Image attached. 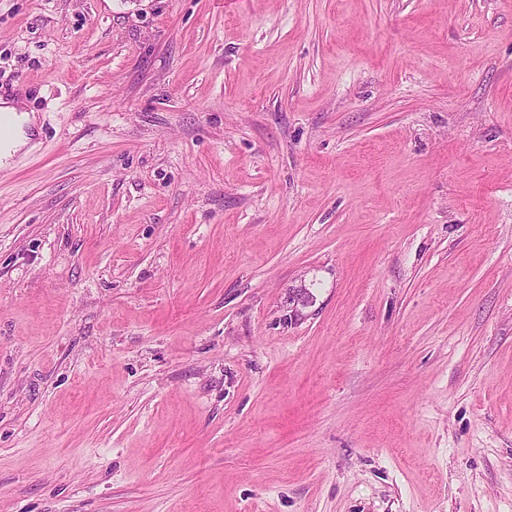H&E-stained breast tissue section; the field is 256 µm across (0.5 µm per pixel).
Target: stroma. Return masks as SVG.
<instances>
[{"label":"stroma","mask_w":512,"mask_h":512,"mask_svg":"<svg viewBox=\"0 0 512 512\" xmlns=\"http://www.w3.org/2000/svg\"><path fill=\"white\" fill-rule=\"evenodd\" d=\"M0 512H512V0H0ZM0 112H8L14 120L12 134L5 141L4 148L0 149V162L3 160V164L6 165L8 160L27 144L29 138L26 135V128L34 125L36 118L34 114H29V111L22 109L16 101L3 100Z\"/></svg>","instance_id":"35a3bbf8"}]
</instances>
